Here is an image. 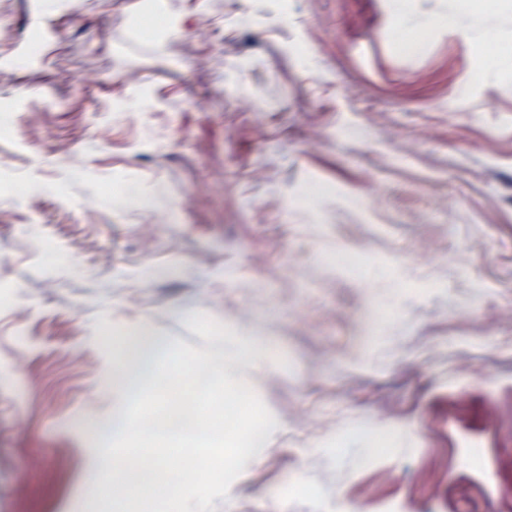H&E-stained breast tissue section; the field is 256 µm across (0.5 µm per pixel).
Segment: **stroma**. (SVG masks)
Instances as JSON below:
<instances>
[{"mask_svg": "<svg viewBox=\"0 0 512 512\" xmlns=\"http://www.w3.org/2000/svg\"><path fill=\"white\" fill-rule=\"evenodd\" d=\"M468 3L409 51L397 0H0V512H105L125 332L212 354L202 314L274 352L213 512H512V0ZM397 437V432H371L366 431L361 434L364 447L367 449L366 460L371 461L381 455L384 448L391 447L393 440Z\"/></svg>", "mask_w": 512, "mask_h": 512, "instance_id": "obj_1", "label": "stroma"}]
</instances>
